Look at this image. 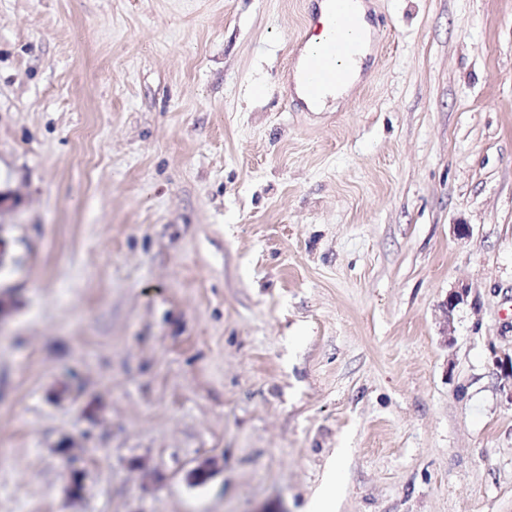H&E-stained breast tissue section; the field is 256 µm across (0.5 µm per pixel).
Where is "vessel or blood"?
Listing matches in <instances>:
<instances>
[{
    "mask_svg": "<svg viewBox=\"0 0 512 512\" xmlns=\"http://www.w3.org/2000/svg\"><path fill=\"white\" fill-rule=\"evenodd\" d=\"M328 8L320 13L306 10L300 43H307L321 26L331 30L329 38L315 47L306 58L299 73L303 94L310 102H317L328 88L344 84L349 76L348 63L359 50L357 42L348 38V31L357 25L354 0H326Z\"/></svg>",
    "mask_w": 512,
    "mask_h": 512,
    "instance_id": "vessel-or-blood-1",
    "label": "vessel or blood"
}]
</instances>
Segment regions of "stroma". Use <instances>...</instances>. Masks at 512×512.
<instances>
[{
    "instance_id": "stroma-1",
    "label": "stroma",
    "mask_w": 512,
    "mask_h": 512,
    "mask_svg": "<svg viewBox=\"0 0 512 512\" xmlns=\"http://www.w3.org/2000/svg\"><path fill=\"white\" fill-rule=\"evenodd\" d=\"M369 3L0 0V512H512V0ZM325 1L328 8L326 3H322L321 8L323 11L327 9L326 24L331 29L330 37L312 50L305 63L303 56L299 58L296 71L299 72L304 64L299 73L301 84L294 75L296 94L302 98H304V94L306 99L313 103L320 100L328 88L342 84L343 86L329 98L338 100L350 94L364 69L369 55L372 33L376 34L366 18L368 5L361 2V0H357L355 3V11L353 8L354 0ZM356 15L360 27L368 35V41L361 50L359 44L350 40L347 36V32L357 25ZM359 50L360 57L354 66L351 79L348 83H345L350 76L347 64L351 59L356 58ZM327 100L319 104L310 103L309 108L315 112H320L326 108ZM348 451L344 448L333 463L325 487L311 500L308 512H335L336 492L341 485Z\"/></svg>"
}]
</instances>
